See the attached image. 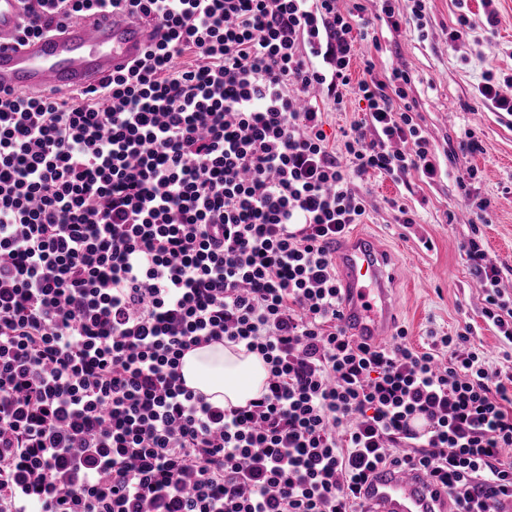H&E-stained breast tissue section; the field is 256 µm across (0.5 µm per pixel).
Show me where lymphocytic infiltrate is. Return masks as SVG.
Returning <instances> with one entry per match:
<instances>
[{
  "label": "lymphocytic infiltrate",
  "mask_w": 512,
  "mask_h": 512,
  "mask_svg": "<svg viewBox=\"0 0 512 512\" xmlns=\"http://www.w3.org/2000/svg\"><path fill=\"white\" fill-rule=\"evenodd\" d=\"M28 2L23 39L129 12L158 40L100 87L0 97V512H358L379 466L456 512L511 500L512 372L471 328L420 350L342 324L357 179L438 175L411 73L370 59L368 121L330 146L314 98L343 103L361 0ZM462 249L511 341L497 266ZM212 343L267 364L247 406L186 386Z\"/></svg>",
  "instance_id": "obj_1"
}]
</instances>
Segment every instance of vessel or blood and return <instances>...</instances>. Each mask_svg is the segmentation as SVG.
Listing matches in <instances>:
<instances>
[{
  "mask_svg": "<svg viewBox=\"0 0 512 512\" xmlns=\"http://www.w3.org/2000/svg\"><path fill=\"white\" fill-rule=\"evenodd\" d=\"M28 15L23 0H0V93L68 92L100 85L143 56L156 34L136 16L80 17L49 34L18 40ZM336 270L343 288V324L378 345L388 340L394 300L390 272L366 236L338 242ZM367 512H450L448 496L425 472H376L365 491Z\"/></svg>",
  "mask_w": 512,
  "mask_h": 512,
  "instance_id": "1",
  "label": "vessel or blood"
}]
</instances>
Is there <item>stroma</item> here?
Segmentation results:
<instances>
[{
  "mask_svg": "<svg viewBox=\"0 0 512 512\" xmlns=\"http://www.w3.org/2000/svg\"><path fill=\"white\" fill-rule=\"evenodd\" d=\"M365 6L377 38L358 42L350 66L353 85L364 78L369 58L380 70L399 64L413 72L409 97L439 173L431 181L414 170L398 180L368 173L358 184L367 197V214L355 230L373 236L383 249L395 279L398 326L414 346L425 345L430 334L452 336L468 325L487 364L510 370L512 343L485 320L481 290L460 246L478 240L500 270L502 292L512 296V116L482 105L476 96L485 72L512 74V0H467L475 20H483L490 8L498 23L490 32L476 29L453 47L448 29L460 13L458 0H429L422 33L408 17L400 31H392L377 19L376 0H365ZM353 85L344 92L343 111L327 99L318 101L336 148L343 145V132L364 119ZM467 128L475 130L480 152L461 149ZM472 168L479 171L473 195L492 205L490 223L477 228L465 217L457 185ZM402 205L409 208L411 223H403Z\"/></svg>",
  "mask_w": 512,
  "mask_h": 512,
  "instance_id": "stroma-1",
  "label": "stroma"
}]
</instances>
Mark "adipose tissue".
<instances>
[{"instance_id":"adipose-tissue-1","label":"adipose tissue","mask_w":512,"mask_h":512,"mask_svg":"<svg viewBox=\"0 0 512 512\" xmlns=\"http://www.w3.org/2000/svg\"><path fill=\"white\" fill-rule=\"evenodd\" d=\"M182 372L187 386L215 395L228 407L246 406L260 396L268 377L261 356L219 343L189 351Z\"/></svg>"}]
</instances>
